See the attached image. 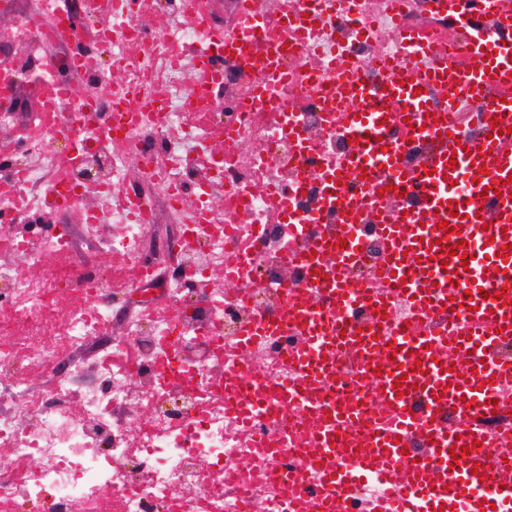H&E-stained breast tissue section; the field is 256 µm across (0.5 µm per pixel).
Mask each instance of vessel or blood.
Segmentation results:
<instances>
[{
  "mask_svg": "<svg viewBox=\"0 0 512 512\" xmlns=\"http://www.w3.org/2000/svg\"><path fill=\"white\" fill-rule=\"evenodd\" d=\"M436 12L458 35L457 52L440 54L420 30H404L405 52L379 86L352 77L347 92L352 108L342 123L357 148L347 170L327 181L336 203L342 242L310 244L323 265L348 264L355 251L360 204L378 198V173L404 189L402 212L382 215L378 233L387 241L386 268L401 282L414 307L448 314L442 335L418 330L389 338L348 333L346 354L374 377V396L391 409L378 429L364 431L359 448L344 447L349 424L359 423L355 408L342 406L328 417L325 401L309 398L311 387L336 358L338 337L327 322L309 325L294 352L306 377L280 393L297 397L308 414L324 424L311 439L318 463L317 501L285 490L283 512H348L356 486L376 478L392 491L374 512H512V455L493 453L488 437L473 423L487 403L512 404V373L499 357L512 342V9L503 0H433ZM446 91L448 104L436 111L429 86ZM480 102L473 113L483 133L459 137L456 126L463 100ZM428 144L427 160L409 168L400 142ZM500 193H493V186ZM456 208L449 216L448 208ZM457 377H450L449 368ZM427 440L420 459L406 455L410 437ZM467 454L452 458L451 446ZM489 483H481V475Z\"/></svg>",
  "mask_w": 512,
  "mask_h": 512,
  "instance_id": "b4317fda",
  "label": "vessel or blood"
}]
</instances>
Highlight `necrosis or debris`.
I'll return each mask as SVG.
<instances>
[{
    "label": "necrosis or debris",
    "mask_w": 512,
    "mask_h": 512,
    "mask_svg": "<svg viewBox=\"0 0 512 512\" xmlns=\"http://www.w3.org/2000/svg\"><path fill=\"white\" fill-rule=\"evenodd\" d=\"M326 2L0 0L21 46L0 54V512H280L272 449L310 471L299 401L258 416L238 394L297 381L301 327L243 339L288 292L325 301L286 255L336 224L341 46L365 40L353 66L378 80L417 20V0L398 22L391 0ZM248 20L268 37L226 56ZM383 255L361 224L353 287H385Z\"/></svg>",
    "instance_id": "necrosis-or-debris-1"
}]
</instances>
